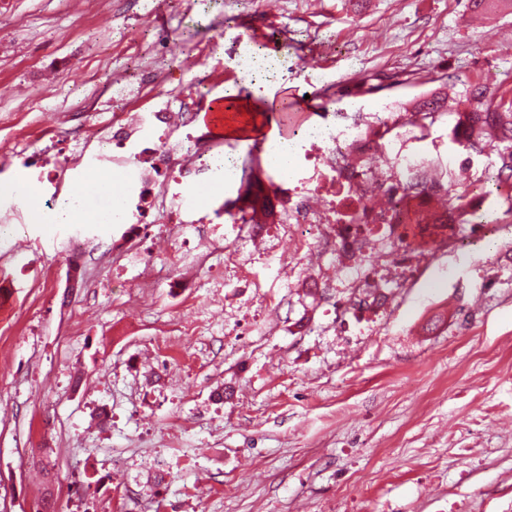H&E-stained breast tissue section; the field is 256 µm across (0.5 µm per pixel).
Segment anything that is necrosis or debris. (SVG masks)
<instances>
[{
	"instance_id": "4bbe7bcc",
	"label": "necrosis or debris",
	"mask_w": 512,
	"mask_h": 512,
	"mask_svg": "<svg viewBox=\"0 0 512 512\" xmlns=\"http://www.w3.org/2000/svg\"><path fill=\"white\" fill-rule=\"evenodd\" d=\"M167 66L143 67L136 84L112 82V120L85 130V142L112 149V172L122 179L127 221L160 214L169 224H194L201 209L194 190L212 173L224 145L197 133L194 121L209 95L197 82L191 97L175 102ZM350 126H326L304 137L303 161L281 187L275 224H297L320 240L323 253L356 254L355 290L380 287L385 245L408 233L396 172L426 171L420 153L392 158L376 138L361 141Z\"/></svg>"
}]
</instances>
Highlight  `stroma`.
<instances>
[{"label": "stroma", "instance_id": "1", "mask_svg": "<svg viewBox=\"0 0 512 512\" xmlns=\"http://www.w3.org/2000/svg\"><path fill=\"white\" fill-rule=\"evenodd\" d=\"M164 53L184 86L215 51L213 95L265 49L275 99L309 97L294 125L402 111L446 78L512 84V8L472 19L466 0H0V183L51 195L79 142L78 103L109 120V79L130 39ZM383 91L360 94L363 84ZM446 125L426 156L475 187L493 147L464 165ZM235 199L273 177L236 141ZM0 229V512H512V227L466 224L472 244L349 301L340 270L296 250V225L262 240L212 224L205 266L140 290L165 255L196 253L170 224H34L15 198ZM81 236L102 243L73 252ZM239 260L226 262L225 249ZM83 278L70 287L67 271ZM231 388L228 399L217 393Z\"/></svg>", "mask_w": 512, "mask_h": 512}]
</instances>
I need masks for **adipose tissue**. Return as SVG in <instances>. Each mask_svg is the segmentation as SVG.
Instances as JSON below:
<instances>
[{
    "label": "adipose tissue",
    "mask_w": 512,
    "mask_h": 512,
    "mask_svg": "<svg viewBox=\"0 0 512 512\" xmlns=\"http://www.w3.org/2000/svg\"><path fill=\"white\" fill-rule=\"evenodd\" d=\"M124 210V198L117 179L100 174L85 181L76 190L65 194L52 214L35 208L30 213L32 223L46 220L65 223L88 221L94 224H112L119 220Z\"/></svg>",
    "instance_id": "1"
}]
</instances>
